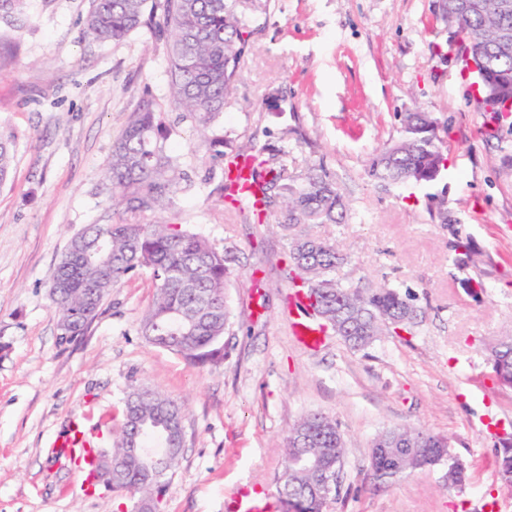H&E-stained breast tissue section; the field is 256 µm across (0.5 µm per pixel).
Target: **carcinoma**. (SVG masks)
I'll list each match as a JSON object with an SVG mask.
<instances>
[{
  "label": "carcinoma",
  "mask_w": 512,
  "mask_h": 512,
  "mask_svg": "<svg viewBox=\"0 0 512 512\" xmlns=\"http://www.w3.org/2000/svg\"><path fill=\"white\" fill-rule=\"evenodd\" d=\"M502 0H454L444 17L462 19L458 34L464 44L487 49L484 63L512 73V11ZM147 29L164 40L169 62L168 101L180 120L192 123L211 155L225 160L220 191L234 204L242 201L232 187L231 167L249 159V198L257 223L280 212L292 233L288 237V279L305 292L320 326L353 350H365L386 334L408 331L423 321V312L408 293L386 286L352 287L336 281V267L347 255L335 244L307 235L303 224H334L346 212L345 199L320 166H311L298 184L288 182V168L269 165L265 148L250 141L224 157V137L213 134L251 50V34L236 11V0H91L83 35L99 42H121ZM433 113L417 108L404 115L399 138L372 159L368 175L385 184L423 183L438 178L444 165L443 141ZM170 130L161 120V103L144 96L128 114L112 144L104 179L110 201L130 212L169 208L178 193L192 186L179 158L168 151ZM14 161L12 141L0 135V184ZM232 257L207 240L172 222L155 224H91L73 235L54 269L50 296L58 312L60 342L84 333L106 296L130 273L151 271L156 295L141 323L145 341L174 352L196 366L224 358V334L230 311L224 297ZM489 358L497 379H512V337L492 347ZM122 423L110 448H99L89 462L90 485H97L105 463L112 469V493L134 494L153 501L165 494L167 475L177 466L184 445L182 407L147 386L132 388ZM336 421L322 413L302 417L285 437L286 461L277 477L278 492L298 502L299 512H326L336 493L324 480L336 470L341 449ZM425 438L427 447L414 453L390 448L398 441ZM440 435L421 428H389L372 447H385L371 470L387 478L417 470L441 468L448 488L468 479L466 462L439 447ZM397 460L400 472L387 471ZM500 481L512 487V445L496 449Z\"/></svg>",
  "instance_id": "1"
}]
</instances>
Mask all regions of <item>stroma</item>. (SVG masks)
Masks as SVG:
<instances>
[{"label":"stroma","mask_w":512,"mask_h":512,"mask_svg":"<svg viewBox=\"0 0 512 512\" xmlns=\"http://www.w3.org/2000/svg\"><path fill=\"white\" fill-rule=\"evenodd\" d=\"M89 4L26 0L20 21L0 17V134L16 149L0 184V512H132L133 498L89 489L54 443L77 424L108 442L139 385L185 406L161 512H225L226 493L244 485L276 495L283 439L311 412L336 419L345 441L329 512H512L494 466L512 438V388L487 363L512 336V114L480 111L469 97L439 0L236 2L252 49L216 133L231 147L253 139L284 154L294 179L323 164L349 211L305 231L349 252L337 280L410 291L425 313L411 332L361 352L332 334L315 351L295 340L280 215L258 224L223 197L220 162L166 104L164 41L144 29L121 43L85 38ZM147 89L194 182L166 220L233 257L224 359L213 366L145 342L155 294L145 269L112 289L83 336L59 340L50 280L71 237L89 224L157 219L112 206L102 180ZM418 106L438 120L444 169L428 183L377 184L371 158ZM458 242L468 265L456 263ZM399 426L448 437L470 466L464 488L447 489L439 469L374 478L372 441Z\"/></svg>","instance_id":"stroma-1"}]
</instances>
